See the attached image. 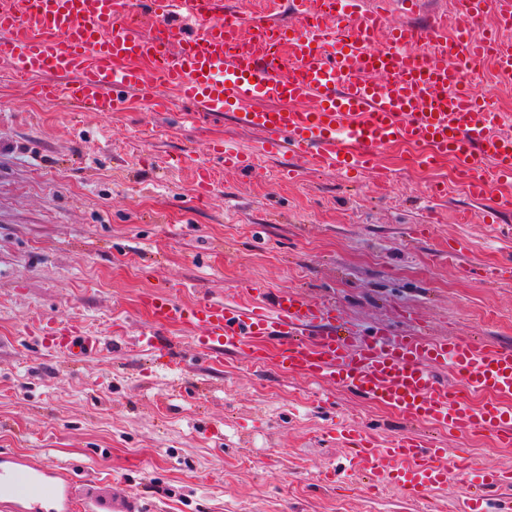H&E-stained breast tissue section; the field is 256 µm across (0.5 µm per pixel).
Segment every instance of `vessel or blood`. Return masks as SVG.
Here are the masks:
<instances>
[{
    "instance_id": "b4317fda",
    "label": "vessel or blood",
    "mask_w": 512,
    "mask_h": 512,
    "mask_svg": "<svg viewBox=\"0 0 512 512\" xmlns=\"http://www.w3.org/2000/svg\"><path fill=\"white\" fill-rule=\"evenodd\" d=\"M476 19L494 8L512 23V0H460ZM388 0H291L299 25H273L229 8L224 0H0V61L33 95L92 104L122 112L126 92L167 103L154 90H178L194 112L232 113L256 133L250 150L230 145L216 152L228 168L247 169L256 157L291 153L320 170L362 172L384 181L390 174L379 150L390 142L429 144L420 165L454 157L467 168L466 189L481 199L512 182V114L490 109L474 91L470 73L488 52L512 72V45L458 27L448 53L428 59L415 45L442 37L434 27L389 25ZM384 50L371 51L379 31ZM275 34L296 65L275 71L261 42ZM73 76V83L44 81V74ZM208 300L193 304L161 290L145 300L151 326L138 340L157 347L159 329L203 328L198 346L218 356L273 360L276 368L330 382L390 407L405 421L427 422L459 436L494 435L512 445V348L460 336L425 338L419 327L384 324L364 329L342 321L335 302L298 291L277 294L270 305ZM95 337L70 332L64 347L74 359L95 349ZM450 371L453 386L441 378ZM487 397L470 404L467 392ZM354 472L372 488L394 486L425 497L457 475L471 492L458 512H482L485 491L511 485L512 470H490L470 461L465 449L439 447L434 438L401 434L379 442L344 425ZM68 472L0 454V512H78Z\"/></svg>"
}]
</instances>
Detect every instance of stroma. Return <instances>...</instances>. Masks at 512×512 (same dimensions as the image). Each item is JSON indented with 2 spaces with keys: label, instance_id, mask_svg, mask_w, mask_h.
<instances>
[{
  "label": "stroma",
  "instance_id": "35a3bbf8",
  "mask_svg": "<svg viewBox=\"0 0 512 512\" xmlns=\"http://www.w3.org/2000/svg\"><path fill=\"white\" fill-rule=\"evenodd\" d=\"M475 89L512 111V79L481 62ZM106 114L29 96L0 65V452L68 469L86 512H457L449 481L413 499L366 491L332 429L352 421L384 441L398 414L344 388L252 364L211 360L168 327L169 351L141 345L143 298L232 302L245 285L335 301L343 319L512 347V208L482 221L498 194L471 198L452 159L414 168L398 149L391 177L320 172L293 154L225 167L209 149L247 150L231 114L188 123L165 92ZM183 155L187 164L170 166ZM211 175L197 197V168ZM462 243L457 261L448 245ZM79 329L102 348L72 360L49 340ZM484 467L512 468V447L438 434Z\"/></svg>",
  "mask_w": 512,
  "mask_h": 512
}]
</instances>
